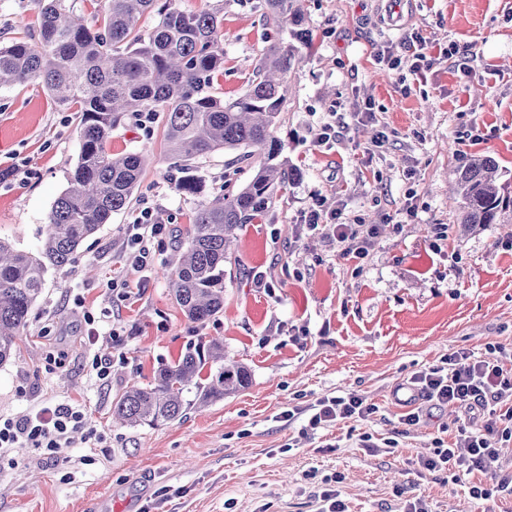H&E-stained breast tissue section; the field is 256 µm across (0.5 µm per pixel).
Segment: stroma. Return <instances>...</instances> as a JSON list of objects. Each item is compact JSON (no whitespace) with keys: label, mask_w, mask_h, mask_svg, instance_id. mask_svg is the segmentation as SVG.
<instances>
[{"label":"stroma","mask_w":512,"mask_h":512,"mask_svg":"<svg viewBox=\"0 0 512 512\" xmlns=\"http://www.w3.org/2000/svg\"><path fill=\"white\" fill-rule=\"evenodd\" d=\"M390 1L399 12L387 28L376 7ZM177 3L223 9L215 86L227 98L242 93L273 34L262 0ZM306 11L315 50L286 83L276 129L301 177L263 223L240 231L224 264V310L205 324L175 304L166 264L186 243L200 197L238 191L255 165L230 151L193 161L202 191L183 194L161 121L128 118L113 130L110 150L146 148L153 162L129 208L88 237L75 262L49 272L16 357L0 367V415L66 401L96 434L54 457L0 454V512H316L334 475L348 512H401L398 487L427 496L434 512H512V497L473 499L470 478L420 472L415 459L437 441L455 443L457 414L423 415L406 432L395 398L414 372L460 350L512 370V223H458L449 182L470 155L485 154L512 192V0H306ZM36 30L34 0H0V44ZM413 34L430 67L415 69ZM380 45L399 55L397 68L377 62ZM367 102L374 120L358 122L353 113ZM76 124L37 83L0 88V238L40 249L78 159ZM328 125L336 134L326 141ZM380 131L386 150L365 154ZM319 198L350 224L390 217L365 259L342 258L328 228L302 227ZM144 205L166 232L136 269L126 226ZM440 224L447 237L435 251ZM257 272L265 286L254 283ZM88 314L118 329L117 346L89 342ZM213 338L250 369L246 390L156 428L113 421L112 403L128 386ZM97 356L112 359L108 381L90 370ZM351 391L378 412L309 428L304 408ZM293 407L300 415L284 420ZM391 438L398 447L389 453Z\"/></svg>","instance_id":"35a3bbf8"}]
</instances>
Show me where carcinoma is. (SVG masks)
<instances>
[{
	"mask_svg": "<svg viewBox=\"0 0 512 512\" xmlns=\"http://www.w3.org/2000/svg\"><path fill=\"white\" fill-rule=\"evenodd\" d=\"M303 2L264 0L267 20L284 37L263 50L247 89L226 100L214 88L224 71L223 10L187 13L176 0H98L96 13L86 16L61 0H36L34 41L0 46V87L36 82L54 105L78 112L80 151L68 188L48 214L40 250L0 240L1 366L13 355L48 270L68 265L86 238L130 204L145 154H114L108 143L122 118L138 112L162 116L169 159L182 170L219 151L255 161V174L237 194L198 202L193 233L170 273L176 303L190 321L204 324L223 311L224 262L236 231L262 219L300 177L274 130L286 78L312 49ZM147 14L155 25L143 31ZM498 170L487 155L455 169L460 223L498 224L512 209V197L497 185ZM250 379L246 367L225 361L224 342L213 338L187 348L147 385L126 389L112 416L131 427L166 424L247 388Z\"/></svg>",
	"mask_w": 512,
	"mask_h": 512,
	"instance_id": "carcinoma-1",
	"label": "carcinoma"
}]
</instances>
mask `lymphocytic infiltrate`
<instances>
[{"label": "lymphocytic infiltrate", "mask_w": 512, "mask_h": 512, "mask_svg": "<svg viewBox=\"0 0 512 512\" xmlns=\"http://www.w3.org/2000/svg\"><path fill=\"white\" fill-rule=\"evenodd\" d=\"M150 208H142L134 224L129 225L132 266H145L154 239L164 233L162 225L152 223ZM337 211L317 203L304 215L309 229L323 223L336 224L340 241L345 242L344 258L361 259L376 237L374 224H343ZM409 388L419 400L433 408L452 407L461 418L458 436L468 450L458 456L455 449L437 448L431 456L418 458L422 470L448 474L451 481L475 475L469 492L472 498L487 500L496 496H512V473L506 472L497 449L487 444L488 437L512 438V372L498 363L476 360L464 351L449 355L445 365L421 369L409 378ZM377 406L368 397L349 392L341 396L318 399L309 408L310 427L352 418H366ZM93 435L94 429L84 413L66 403H51L23 414L0 417V449L35 448L50 455L67 447L75 432Z\"/></svg>", "instance_id": "f902f5d3"}]
</instances>
